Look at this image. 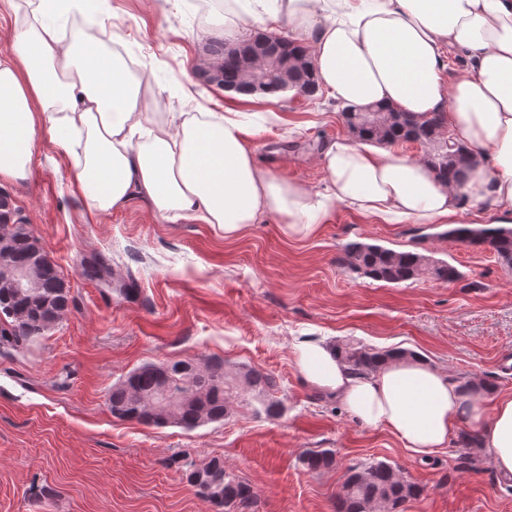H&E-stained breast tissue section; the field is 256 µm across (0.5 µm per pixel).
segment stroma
<instances>
[{"label":"stroma","instance_id":"obj_1","mask_svg":"<svg viewBox=\"0 0 512 512\" xmlns=\"http://www.w3.org/2000/svg\"><path fill=\"white\" fill-rule=\"evenodd\" d=\"M84 22L91 42L121 45L135 74L153 76L165 112L242 113L259 166L324 191L319 155L351 136L341 103L325 90L261 98L206 80L224 44L222 0H98ZM77 158L44 138L26 179L0 181L69 290L54 327L0 353V512H213L178 468L182 457L199 467L223 459L251 485L257 512H335L347 470L374 460L421 487L403 512H512V480L487 448H474L475 470H459L455 436L418 458L307 385L294 360L298 340L354 339L512 393V268L492 251L448 242L440 224H387L341 204L315 237L283 238L265 218L229 242L201 221L160 218L136 195L90 209L69 178ZM353 240L446 260L463 278L394 287L356 277L340 263ZM94 257L107 260L110 283L82 275ZM128 281L136 299L118 291ZM207 358L272 374L280 415L256 413L248 398L224 422L190 431L112 416L109 391L141 364ZM323 449L334 466L308 471L302 456Z\"/></svg>","mask_w":512,"mask_h":512}]
</instances>
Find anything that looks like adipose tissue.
I'll use <instances>...</instances> for the list:
<instances>
[{"label":"adipose tissue","mask_w":512,"mask_h":512,"mask_svg":"<svg viewBox=\"0 0 512 512\" xmlns=\"http://www.w3.org/2000/svg\"><path fill=\"white\" fill-rule=\"evenodd\" d=\"M55 3L38 0L0 52V180L26 177L41 137L63 147L74 133L83 156L70 178L91 208L136 194L160 216L200 220L228 241L266 216L287 239L314 237L337 203L387 222H444L468 208L512 223V0H250L229 21L228 38L252 22L287 23L336 99L444 113L470 150L462 180L446 184L396 149L338 140L320 157L322 193L261 169L240 113L155 124L124 62L45 21ZM452 53L465 66L450 78ZM296 365L360 426L387 428L416 456L446 447L463 423L483 433L495 470L512 476V396L483 402L418 357L354 377L335 347L314 339L297 344Z\"/></svg>","instance_id":"adipose-tissue-1"}]
</instances>
